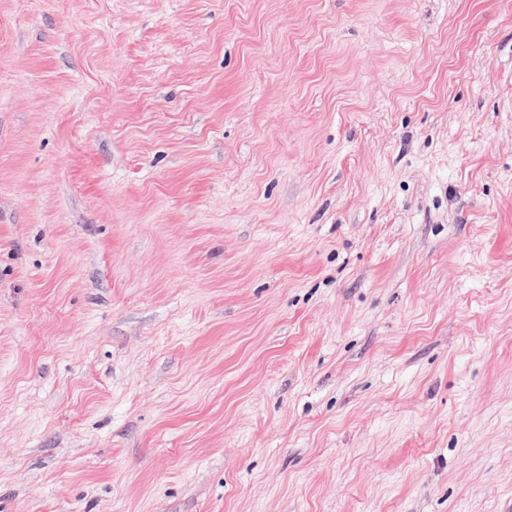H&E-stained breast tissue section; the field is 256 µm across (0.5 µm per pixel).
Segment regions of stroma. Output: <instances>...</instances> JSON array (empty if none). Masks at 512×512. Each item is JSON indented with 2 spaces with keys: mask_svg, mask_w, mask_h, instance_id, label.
<instances>
[{
  "mask_svg": "<svg viewBox=\"0 0 512 512\" xmlns=\"http://www.w3.org/2000/svg\"><path fill=\"white\" fill-rule=\"evenodd\" d=\"M0 512H512V0H0Z\"/></svg>",
  "mask_w": 512,
  "mask_h": 512,
  "instance_id": "stroma-1",
  "label": "stroma"
}]
</instances>
